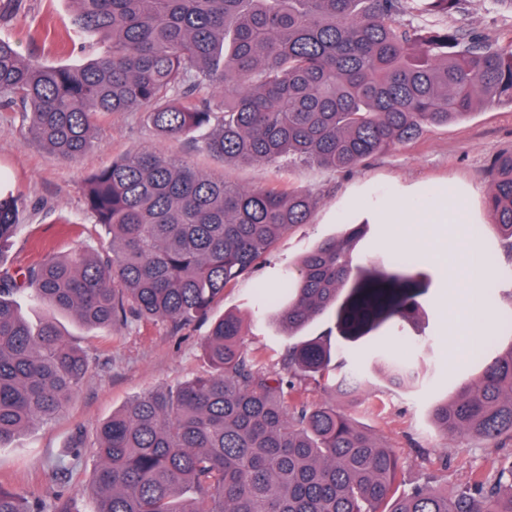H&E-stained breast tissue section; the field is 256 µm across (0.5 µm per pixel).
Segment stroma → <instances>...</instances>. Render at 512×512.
Returning <instances> with one entry per match:
<instances>
[{"mask_svg": "<svg viewBox=\"0 0 512 512\" xmlns=\"http://www.w3.org/2000/svg\"><path fill=\"white\" fill-rule=\"evenodd\" d=\"M73 10L71 0H0V37L11 40L25 57L50 64L74 63L90 51L81 40L61 49L63 33ZM490 36L500 45L512 44V0H469L467 10L447 19ZM512 147V106L491 103L470 117L446 125L426 127L413 141L367 160L349 172L306 168L296 171L267 164L217 165L203 159L183 140L163 141L137 112L108 116L94 136L91 148L75 163L62 162L44 148L25 141V131L15 112L0 107V194L24 199L22 229L0 262L23 268L44 252H68L76 243L98 246L104 232L87 212L85 180L113 159L136 150L163 149L193 161L208 172H224L244 187L290 184L309 191L315 207L308 223L292 228L255 267L252 274L224 290L212 310L213 318L227 314L243 323V344L262 356L266 367L279 368L292 342L275 321L285 298L280 287L294 272L299 257L357 219H369L370 235L357 248V259L383 266L406 254L408 242H391L385 224L388 206L410 208L430 203L444 207L449 195L462 200L467 221L431 224L424 231L436 249L451 237L481 228L479 238L487 248L497 244L498 229L485 209L489 192L486 166L497 153ZM417 266L432 277L420 317L403 331L384 337L386 352L413 356L422 353L427 368L424 385L411 390L389 387L379 376L365 379L357 395L335 396L332 378L302 386L312 404L335 402L379 442L393 448L402 467L398 488L407 491L435 477L448 491L465 484L472 471L496 475L512 459V440L488 442L477 437L449 439L436 427L431 409L436 401L453 395L458 380L478 373V365L464 355L469 336L460 334L445 311L448 277L433 262ZM61 330L90 360V370L62 413L28 430L0 447V482L30 499L53 503L58 492L73 497L75 512H93L91 493L95 463L89 452L74 455L73 435L83 430L92 438L96 427L122 409L132 398L168 388L206 373L209 365L201 343L209 332L202 323L178 329L168 322L128 321L109 330L83 326L74 315L58 317ZM62 460L67 471L53 476L50 466Z\"/></svg>", "mask_w": 512, "mask_h": 512, "instance_id": "1", "label": "stroma"}]
</instances>
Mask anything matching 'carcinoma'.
Returning <instances> with one entry per match:
<instances>
[{"instance_id": "cac0c4a2", "label": "carcinoma", "mask_w": 512, "mask_h": 512, "mask_svg": "<svg viewBox=\"0 0 512 512\" xmlns=\"http://www.w3.org/2000/svg\"><path fill=\"white\" fill-rule=\"evenodd\" d=\"M67 43L92 58L51 65L0 38V104L17 107L28 140L75 162L115 112H140L164 140L225 164L314 165L348 172L461 120L512 105V44L404 17L451 16L468 0H73ZM496 255L512 263V149L487 169ZM85 205L100 246L47 253L22 270L0 263V447L59 415L89 358L47 316L32 326L19 300L73 313L90 329L131 316L206 322L224 288L253 272L288 230L308 221L310 193L242 187L163 150L126 154L88 176ZM19 197L0 198V250L21 230ZM366 224H347L303 256L275 314L293 335L325 314L328 332L288 348L269 370L241 343L233 315L202 342L210 370L130 400L95 431L94 512H512V460L472 474L453 494L432 480L399 492L401 461L336 404H309L301 382L329 370L356 393L364 373L343 358L372 332L416 319L430 278L401 259L355 262ZM480 373L438 402L447 438H512V347L474 339ZM371 370L394 387L418 381L387 355ZM0 512H44L0 483Z\"/></svg>"}]
</instances>
